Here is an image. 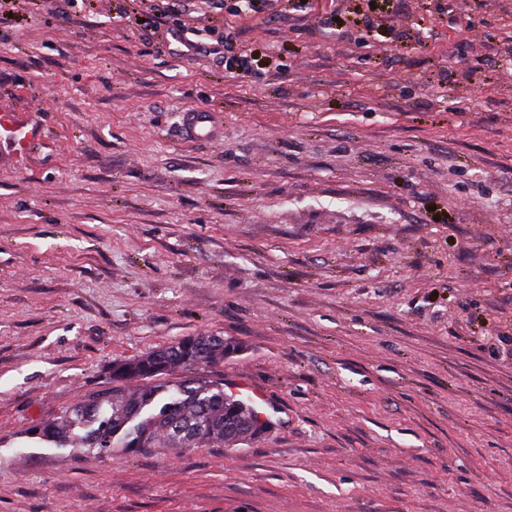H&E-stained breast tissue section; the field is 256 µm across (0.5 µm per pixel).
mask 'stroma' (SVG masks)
I'll return each mask as SVG.
<instances>
[{
    "mask_svg": "<svg viewBox=\"0 0 512 512\" xmlns=\"http://www.w3.org/2000/svg\"><path fill=\"white\" fill-rule=\"evenodd\" d=\"M0 13V512H512V0ZM246 61L248 73L230 66ZM204 108L218 141L188 142ZM277 415L235 449L26 429L197 334ZM150 2L159 1L164 4L172 3L170 12H159V14L155 13V15L163 16L171 20V25L168 26L172 37L185 48L187 51L195 50L196 53L205 52L209 55L218 54L220 52H215L217 49L216 46H209L207 43H202L199 41H194L190 39L187 35L192 34L196 35L193 29H189L186 27L185 23H182L179 16L182 14V10H179V7L182 6L184 10L186 7L195 6L196 2L205 3L208 5V8H211L214 11L218 12H236L238 15L242 12L250 11L257 12L256 8L261 3H264L263 0H148ZM244 4L245 9H243L242 3ZM178 5L177 7L175 5ZM182 126L188 141L215 140L223 136L224 129L212 112L193 109L183 114ZM1 136L0 143L6 149L18 150L27 141V135L22 136V129L16 124L12 115L2 113L0 116ZM3 131V133H2ZM6 147L4 146V143Z\"/></svg>",
    "mask_w": 512,
    "mask_h": 512,
    "instance_id": "1",
    "label": "stroma"
}]
</instances>
